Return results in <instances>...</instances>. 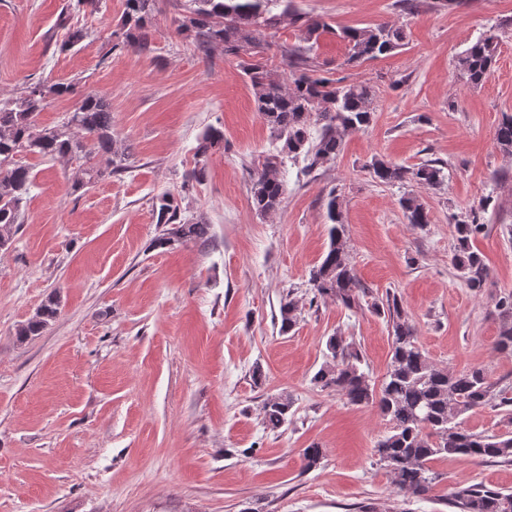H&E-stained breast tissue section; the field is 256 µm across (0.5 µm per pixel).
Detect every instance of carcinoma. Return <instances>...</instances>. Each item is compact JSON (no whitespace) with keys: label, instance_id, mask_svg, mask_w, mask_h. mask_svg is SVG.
<instances>
[{"label":"carcinoma","instance_id":"cac0c4a2","mask_svg":"<svg viewBox=\"0 0 512 512\" xmlns=\"http://www.w3.org/2000/svg\"><path fill=\"white\" fill-rule=\"evenodd\" d=\"M283 5L282 14L273 7ZM291 0H184L176 18L177 31L194 34L200 48L221 46L224 52L245 56L240 63L248 77L258 112L269 125L271 137L278 143L276 153L253 171L251 200L261 214L279 210L286 194L281 167L285 160L304 157L312 169L336 160L345 135L370 124L374 112L371 87L361 83H343L318 73L310 54L328 24L319 20H302L291 12ZM156 0H125L122 27L125 43L139 52L150 50ZM292 14L302 22L303 44L281 50L288 68V82L269 76L264 60L269 42L275 36L281 15ZM338 38L346 43L347 61L356 63L387 55L403 45V27L378 23L365 28L343 29ZM499 45L498 28L490 27L457 58L456 68L473 85L490 74ZM76 94L73 83L46 85L38 82L24 93L0 100V250L12 243L14 228L22 223L24 207L33 187L31 167L21 156L63 158L78 164L82 177L78 189L128 169L125 161L132 147L115 149L112 135V110L107 99L87 94L62 124L42 127L37 118L51 96ZM500 148L512 154V115L503 114L497 127ZM223 131L211 127L198 140L195 167L185 182L201 183L214 149L223 145ZM369 170L384 184H402L408 180L438 186L444 178L443 168L428 161L407 168L391 160L373 158ZM399 205L407 223L424 227L429 223L425 205L415 196H403ZM329 245L321 262L310 271L309 282L314 298L331 300L351 308L359 299L360 281L349 261L345 225L336 191L329 192L326 202ZM157 224L172 228L157 237L160 246L184 241L206 243L211 240V226L202 220L181 217L180 206L170 195L153 203ZM485 204L470 209L455 223L456 246L452 257L455 269L470 288L483 287L488 268L481 254L472 249L471 241L483 231ZM60 299L50 295L27 321L15 329L18 341L40 335L57 317ZM298 305L293 300L281 304L280 330L290 331L296 324ZM500 320L495 349L512 354V292L496 303ZM378 315L387 317L391 326V360L380 385L371 384L360 368L361 360L352 344L338 334L327 340V361L313 377L321 389L342 394L352 405H373L391 424V433L375 448L379 461L388 469L394 486L416 497L428 493L432 483L428 463L437 456L463 455L480 462L504 459L512 461V434L486 435L461 428L458 419L468 411L484 405L492 384L484 369L474 367L464 372H450L433 364L417 343L401 299L387 297L374 304ZM293 401L286 394L267 397L261 406L267 428L276 430L288 423ZM323 458L319 445L313 443L302 454L303 469L316 468ZM459 512H512V493L483 485L460 486L448 497Z\"/></svg>","mask_w":512,"mask_h":512}]
</instances>
